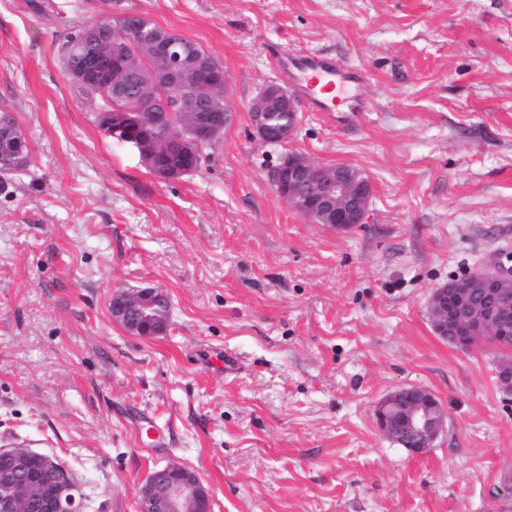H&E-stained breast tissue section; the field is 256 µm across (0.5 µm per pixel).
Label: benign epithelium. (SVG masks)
I'll return each instance as SVG.
<instances>
[{
    "instance_id": "obj_1",
    "label": "benign epithelium",
    "mask_w": 512,
    "mask_h": 512,
    "mask_svg": "<svg viewBox=\"0 0 512 512\" xmlns=\"http://www.w3.org/2000/svg\"><path fill=\"white\" fill-rule=\"evenodd\" d=\"M137 35L147 53L165 67L168 87L177 90L176 105L197 114L189 132L197 145L210 143L229 122L197 108L210 93L224 92V69L210 67L197 72L183 68L192 46L184 40L160 41L142 29ZM136 62L108 49L89 55L80 77L91 82H105L119 90L129 80ZM275 92L288 101V123H272L266 90H261L250 111L252 135L262 143L275 144L290 139L299 124L298 105L287 90ZM166 110L137 108L123 125L127 133L120 142L132 146L145 166H161L174 180L191 168L181 163L176 148H158L147 141L140 128L151 125L169 128L164 122ZM0 151L25 163L30 152L27 137L5 134ZM277 195L311 220L325 221L343 230L366 223L373 189L371 182L354 180L341 165L323 166L302 153L283 158L272 174ZM167 303L158 289L121 292L112 297V317L126 321L130 313L142 307L160 315ZM428 312L435 335L468 349L485 336L512 337V254L503 252L487 266L468 277L433 289ZM500 391L512 397V359L502 358L497 366ZM374 416L379 429L389 438L415 454L432 448L447 426L446 414L438 400L421 387L397 389L376 405ZM7 460L0 471V512H83V494L68 477L61 463L27 448L0 449ZM139 512H212V498L195 470L167 464L150 472L138 491Z\"/></svg>"
}]
</instances>
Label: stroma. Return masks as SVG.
Listing matches in <instances>:
<instances>
[{
	"mask_svg": "<svg viewBox=\"0 0 512 512\" xmlns=\"http://www.w3.org/2000/svg\"><path fill=\"white\" fill-rule=\"evenodd\" d=\"M224 68L232 121L173 181L103 134L63 64L97 0H0V110L30 143L0 181V448L57 459L83 512H137L155 467L196 470L213 512H512L501 353L436 336L434 288L512 251V0H118ZM311 54L364 75L351 121L299 104L264 144L249 108ZM360 168L366 223L311 222L271 172ZM162 289L164 334L112 316ZM447 429L422 456L378 428L401 387ZM164 433L146 445V427ZM167 303L166 295L158 289H144L136 292H121L112 297V316L119 323L126 322L133 310L141 307L152 308L155 315L163 313Z\"/></svg>",
	"mask_w": 512,
	"mask_h": 512,
	"instance_id": "obj_1",
	"label": "stroma"
}]
</instances>
